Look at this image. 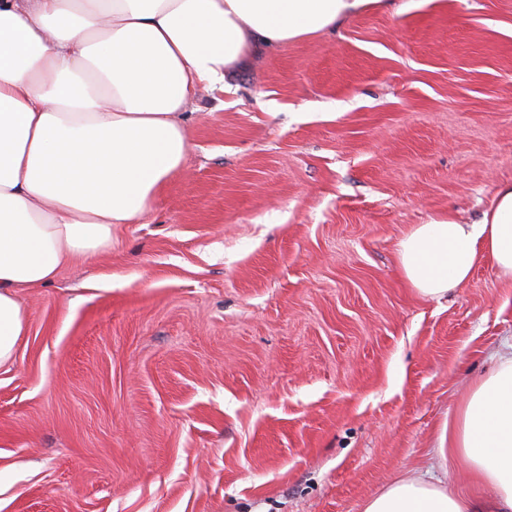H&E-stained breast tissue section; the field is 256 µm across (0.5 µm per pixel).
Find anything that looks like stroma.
Listing matches in <instances>:
<instances>
[{
    "label": "stroma",
    "instance_id": "stroma-1",
    "mask_svg": "<svg viewBox=\"0 0 512 512\" xmlns=\"http://www.w3.org/2000/svg\"><path fill=\"white\" fill-rule=\"evenodd\" d=\"M185 170L27 293L0 369V512H362L473 491L439 437L512 344L483 260L438 303L416 225L512 183V0H395L259 55L187 120Z\"/></svg>",
    "mask_w": 512,
    "mask_h": 512
}]
</instances>
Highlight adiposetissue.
Masks as SVG:
<instances>
[{
  "mask_svg": "<svg viewBox=\"0 0 512 512\" xmlns=\"http://www.w3.org/2000/svg\"><path fill=\"white\" fill-rule=\"evenodd\" d=\"M380 0H0V367L26 336L25 292L111 248L183 169L198 87H233L260 52L334 30ZM406 280L440 301L491 260L512 276V184L481 218H434L399 243ZM469 495L401 478L363 512H512V354L448 425Z\"/></svg>",
  "mask_w": 512,
  "mask_h": 512,
  "instance_id": "obj_1",
  "label": "adipose tissue"
}]
</instances>
